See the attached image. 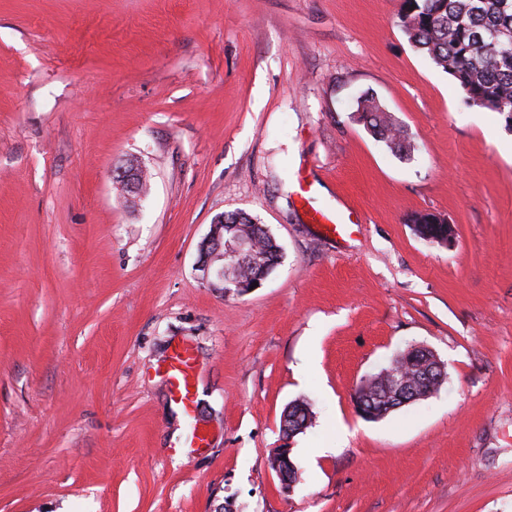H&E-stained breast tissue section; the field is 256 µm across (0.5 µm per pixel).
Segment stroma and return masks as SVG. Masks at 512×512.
Returning a JSON list of instances; mask_svg holds the SVG:
<instances>
[{"label":"stroma","instance_id":"1","mask_svg":"<svg viewBox=\"0 0 512 512\" xmlns=\"http://www.w3.org/2000/svg\"><path fill=\"white\" fill-rule=\"evenodd\" d=\"M401 3L0 0V512H512V130L463 106ZM366 92L413 159L357 122ZM236 211L283 257L223 295L198 249ZM411 346L445 382L363 418L355 388ZM299 398L315 419L289 442ZM141 171L143 170L137 162H130L117 170L116 182L129 201H134L143 195L139 185ZM407 222L416 224L413 226L417 235L427 233L435 238L443 239L447 231V221L435 213L414 212L408 216ZM193 355L187 348H176L166 367L167 376L171 382L178 402L186 412L192 408L194 398ZM291 449L289 446L288 448H279L278 452L272 456L269 462L270 469L275 472L281 488L288 491L296 482L293 473L295 466L289 458Z\"/></svg>","mask_w":512,"mask_h":512}]
</instances>
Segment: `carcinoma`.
Listing matches in <instances>:
<instances>
[{
  "label": "carcinoma",
  "mask_w": 512,
  "mask_h": 512,
  "mask_svg": "<svg viewBox=\"0 0 512 512\" xmlns=\"http://www.w3.org/2000/svg\"><path fill=\"white\" fill-rule=\"evenodd\" d=\"M400 22L412 47L454 79L466 105L497 112L512 128V0H403ZM357 115L394 156L409 160L419 150L374 95L360 97ZM407 222L415 233L439 239L447 231V221L435 213L414 212ZM239 235L250 237L254 247V265L238 266L241 277L248 279L278 263V245L263 225L246 212L225 214L224 242ZM388 369L401 372L411 383L418 381L414 364L394 358ZM366 387L382 404L386 391L381 374L369 376Z\"/></svg>",
  "instance_id": "carcinoma-1"
}]
</instances>
